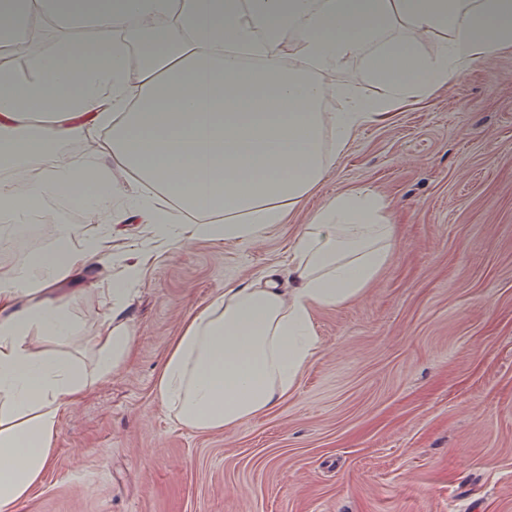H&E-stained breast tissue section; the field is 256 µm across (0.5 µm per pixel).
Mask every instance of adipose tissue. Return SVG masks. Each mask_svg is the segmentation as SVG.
Listing matches in <instances>:
<instances>
[{"mask_svg":"<svg viewBox=\"0 0 512 512\" xmlns=\"http://www.w3.org/2000/svg\"><path fill=\"white\" fill-rule=\"evenodd\" d=\"M60 39L31 78L0 63V230L20 233L63 199L110 223L151 225L152 241L116 254L112 236L50 247L0 273V512L41 484L61 413L124 363L135 332L123 310L158 247L254 240L285 223L362 126L389 122L476 63L512 46V0H0V45L24 41L33 14ZM173 15L174 28L156 25ZM438 39L434 55L424 37ZM364 56L376 98L334 82ZM342 103L326 108L329 99ZM85 143L80 154L58 145ZM388 202L359 187L325 198L290 248L293 285L237 284L195 309L167 346L156 394L184 428L220 432L269 414L296 389L317 348L313 316L362 298L391 261ZM112 320L93 366L61 285L101 262Z\"/></svg>","mask_w":512,"mask_h":512,"instance_id":"1","label":"adipose tissue"}]
</instances>
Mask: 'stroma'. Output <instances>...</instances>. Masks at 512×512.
I'll list each match as a JSON object with an SVG mask.
<instances>
[{
	"label": "stroma",
	"instance_id": "35a3bbf8",
	"mask_svg": "<svg viewBox=\"0 0 512 512\" xmlns=\"http://www.w3.org/2000/svg\"><path fill=\"white\" fill-rule=\"evenodd\" d=\"M368 186L402 237L361 299L315 315L316 354L272 414L183 428L154 391L185 316L229 283L277 271L327 196ZM74 246L112 250L150 225L49 202ZM103 262L71 306L78 334L111 320ZM132 358L62 416L43 484L19 512H512V48L353 135L314 195L259 240L167 246L125 309Z\"/></svg>",
	"mask_w": 512,
	"mask_h": 512
}]
</instances>
